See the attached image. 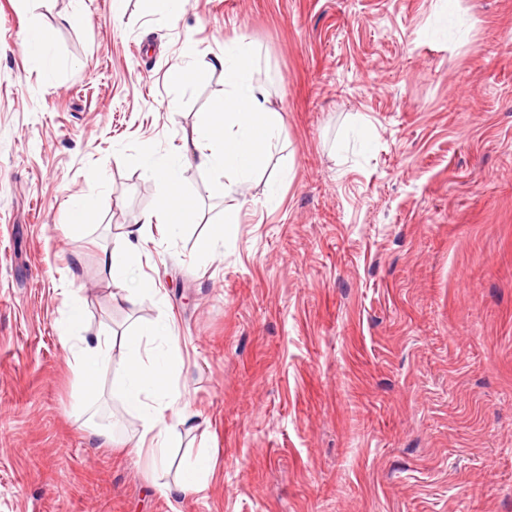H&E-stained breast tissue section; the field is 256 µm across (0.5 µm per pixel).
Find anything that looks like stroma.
Listing matches in <instances>:
<instances>
[{
	"label": "stroma",
	"instance_id": "obj_1",
	"mask_svg": "<svg viewBox=\"0 0 512 512\" xmlns=\"http://www.w3.org/2000/svg\"><path fill=\"white\" fill-rule=\"evenodd\" d=\"M234 39L280 136L214 256L224 173L181 169L188 223L133 260L153 296L117 302L102 255L160 203L143 159ZM73 302L82 336L171 324L197 414L171 465L211 449L207 488L151 486L112 369L79 398ZM0 512H512V0H0Z\"/></svg>",
	"mask_w": 512,
	"mask_h": 512
}]
</instances>
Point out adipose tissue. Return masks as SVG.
<instances>
[{
  "mask_svg": "<svg viewBox=\"0 0 512 512\" xmlns=\"http://www.w3.org/2000/svg\"><path fill=\"white\" fill-rule=\"evenodd\" d=\"M214 64L224 73V94L206 112L200 113L191 132L190 145L173 158L147 157L145 169L161 190L157 210L145 215L140 227L130 230L127 239L116 242L102 260L104 276L113 283L124 282L131 270L132 248L143 240L153 224L163 225L175 234L186 223L189 213L183 202L178 171L185 164L230 172L224 187L233 194L247 183L260 165L266 146L280 131V115L271 107L266 89L251 77L252 57L238 41H229L215 55ZM84 311L74 304L61 323L64 333L73 334L69 347L71 367L78 385L94 384L101 368L113 367L122 402L137 414L141 431L137 451L144 455L153 472L169 468V450L174 447L178 426L188 424L192 415L177 410V391L170 376L174 363L181 359L179 338L170 324L154 323L142 327L125 340L126 354L120 360L111 356V339L77 335ZM213 457L201 451L183 465L174 484H156L162 495L203 489L214 477Z\"/></svg>",
  "mask_w": 512,
  "mask_h": 512,
  "instance_id": "adipose-tissue-1",
  "label": "adipose tissue"
}]
</instances>
